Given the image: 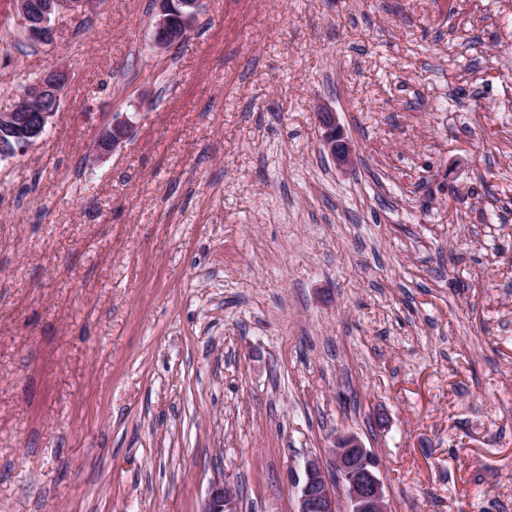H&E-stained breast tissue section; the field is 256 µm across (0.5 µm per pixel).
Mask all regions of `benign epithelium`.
Here are the masks:
<instances>
[{
	"instance_id": "7a95c632",
	"label": "benign epithelium",
	"mask_w": 512,
	"mask_h": 512,
	"mask_svg": "<svg viewBox=\"0 0 512 512\" xmlns=\"http://www.w3.org/2000/svg\"><path fill=\"white\" fill-rule=\"evenodd\" d=\"M19 23L26 37L50 45L54 41L53 18L62 12L82 13L91 0H14ZM201 0H157L152 23V41L166 49L182 40L191 29ZM71 81L64 66L46 71L39 81L26 86L7 112H0V137L13 138V149L0 153V159L13 157L31 147L45 132L55 110H45L44 102L60 101ZM319 123L324 129L323 151L336 170L345 172L354 165L351 143L336 120V113L322 109ZM129 123L115 118L99 135L102 152L115 149L126 141ZM334 471L328 474L321 458L304 461L302 470L293 475L297 495L296 512H338V502L347 503V512H388L384 484L379 477L378 460L352 433H339L330 448ZM200 512H240L238 497L224 481L213 483Z\"/></svg>"
}]
</instances>
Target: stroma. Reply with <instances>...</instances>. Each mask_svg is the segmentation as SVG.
I'll return each mask as SVG.
<instances>
[{
	"mask_svg": "<svg viewBox=\"0 0 512 512\" xmlns=\"http://www.w3.org/2000/svg\"><path fill=\"white\" fill-rule=\"evenodd\" d=\"M154 13L0 0V110L72 77L0 160V512H294L339 431L389 512H512V0ZM19 23L26 37L36 43L50 45L54 41L53 18L62 12L82 13L89 0H14ZM201 0H157L152 23V41L157 49H166L181 41L191 29ZM70 81L71 73L66 67L52 68L36 84L24 87L9 111L0 112V159L23 153L44 134ZM49 99H53L55 105L47 111L43 104ZM35 102L37 107H34ZM6 135L13 138V149L1 154V136ZM318 118L324 129L323 151L331 159L337 171L349 170L354 165L353 149L343 128L336 120L335 112L321 109L318 112ZM129 134V123L126 119L115 118L110 127L105 128L99 135L98 148L108 152L126 141ZM200 512H240L238 497L227 482H214Z\"/></svg>",
	"mask_w": 512,
	"mask_h": 512,
	"instance_id": "1",
	"label": "stroma"
}]
</instances>
